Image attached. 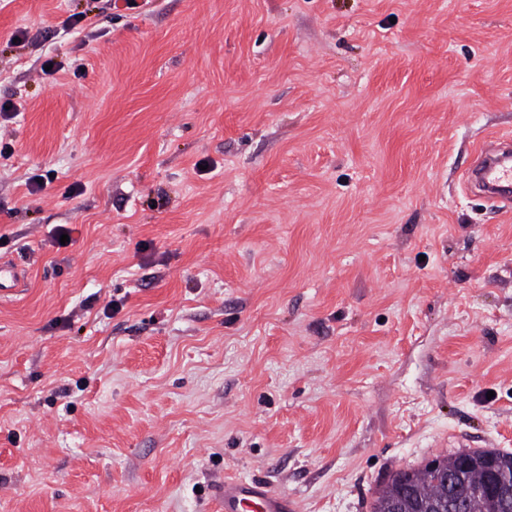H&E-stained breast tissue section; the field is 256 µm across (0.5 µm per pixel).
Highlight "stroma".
I'll return each instance as SVG.
<instances>
[{
    "label": "stroma",
    "instance_id": "obj_1",
    "mask_svg": "<svg viewBox=\"0 0 512 512\" xmlns=\"http://www.w3.org/2000/svg\"><path fill=\"white\" fill-rule=\"evenodd\" d=\"M5 102L0 512L512 452V0H0ZM492 154L481 147L478 152L477 165L473 173L478 179L482 176L486 181L502 189L505 192L493 193L501 197H510L512 186V166L509 163L501 164L493 161Z\"/></svg>",
    "mask_w": 512,
    "mask_h": 512
}]
</instances>
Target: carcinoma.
Here are the masks:
<instances>
[{
    "mask_svg": "<svg viewBox=\"0 0 512 512\" xmlns=\"http://www.w3.org/2000/svg\"><path fill=\"white\" fill-rule=\"evenodd\" d=\"M463 458L470 461L464 473L467 485H484L489 480V467L512 473V452L497 449H463L452 454L436 455L418 468L399 472L378 487L370 512H450L458 495L453 478ZM508 504L494 495L466 496L458 512H508Z\"/></svg>",
    "mask_w": 512,
    "mask_h": 512,
    "instance_id": "obj_1",
    "label": "carcinoma"
}]
</instances>
